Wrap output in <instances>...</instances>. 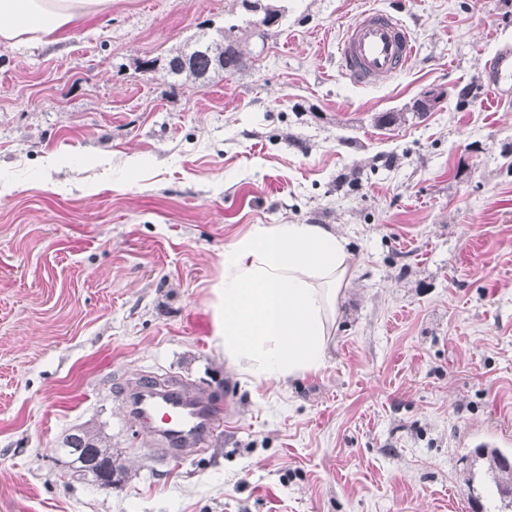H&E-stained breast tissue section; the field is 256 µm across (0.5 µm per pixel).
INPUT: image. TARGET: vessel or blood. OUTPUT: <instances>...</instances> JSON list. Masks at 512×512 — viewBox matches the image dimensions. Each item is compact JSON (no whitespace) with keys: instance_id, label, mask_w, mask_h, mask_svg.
<instances>
[{"instance_id":"1","label":"vessel or blood","mask_w":512,"mask_h":512,"mask_svg":"<svg viewBox=\"0 0 512 512\" xmlns=\"http://www.w3.org/2000/svg\"><path fill=\"white\" fill-rule=\"evenodd\" d=\"M342 71L366 85L405 69L415 41L397 17L367 9L344 28L338 42ZM128 414L165 459L177 460L202 447L223 419V406L183 386L160 388L144 378L125 396Z\"/></svg>"}]
</instances>
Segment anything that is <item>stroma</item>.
I'll list each match as a JSON object with an SVG mask.
<instances>
[{
    "mask_svg": "<svg viewBox=\"0 0 512 512\" xmlns=\"http://www.w3.org/2000/svg\"><path fill=\"white\" fill-rule=\"evenodd\" d=\"M270 2L245 68L202 86L139 63L252 20L242 0H112L65 41L0 42V512H501L474 451L512 452V99L489 71L512 0ZM370 7L418 51L357 86L337 43ZM254 224L351 254L324 368L255 388L212 295ZM143 374L230 419L153 457L118 398ZM86 428L110 487L63 445Z\"/></svg>",
    "mask_w": 512,
    "mask_h": 512,
    "instance_id": "1",
    "label": "stroma"
}]
</instances>
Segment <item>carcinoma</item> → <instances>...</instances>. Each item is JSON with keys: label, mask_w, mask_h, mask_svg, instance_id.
<instances>
[{"label": "carcinoma", "mask_w": 512, "mask_h": 512, "mask_svg": "<svg viewBox=\"0 0 512 512\" xmlns=\"http://www.w3.org/2000/svg\"><path fill=\"white\" fill-rule=\"evenodd\" d=\"M246 9L261 13V17L251 21V25L268 27L279 22L282 9L270 4L262 3V0H242ZM241 27L231 24L216 32L212 36L202 33L194 42V48L186 50L176 49L169 54L163 63L158 59H146L141 65L153 70L160 66L168 75L177 78H185L194 82L198 80L208 81L212 76L220 73L232 75L244 66V53L239 32ZM67 447L78 452L76 461L80 463L79 470L87 471V459L84 454L101 463H112V450L105 442L91 430H82L72 434L66 439ZM475 455L485 460L487 470L491 473L499 493L512 494V456L498 448L488 450L486 448L475 449Z\"/></svg>", "instance_id": "obj_1"}]
</instances>
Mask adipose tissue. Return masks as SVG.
<instances>
[{
	"label": "adipose tissue",
	"mask_w": 512,
	"mask_h": 512,
	"mask_svg": "<svg viewBox=\"0 0 512 512\" xmlns=\"http://www.w3.org/2000/svg\"><path fill=\"white\" fill-rule=\"evenodd\" d=\"M108 0H0V39L58 42ZM216 334L228 368L253 386L318 372L350 268L347 240L319 224H254L224 248Z\"/></svg>",
	"instance_id": "obj_1"
}]
</instances>
